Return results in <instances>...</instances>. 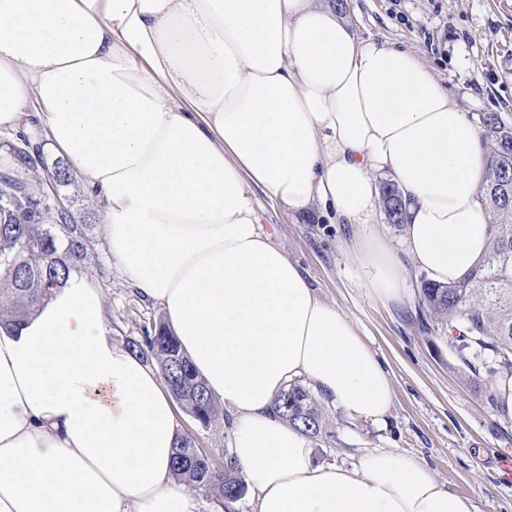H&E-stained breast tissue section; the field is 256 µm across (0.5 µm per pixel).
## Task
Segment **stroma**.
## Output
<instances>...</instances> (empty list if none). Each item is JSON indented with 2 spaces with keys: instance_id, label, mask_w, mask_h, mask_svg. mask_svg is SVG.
<instances>
[{
  "instance_id": "stroma-1",
  "label": "stroma",
  "mask_w": 512,
  "mask_h": 512,
  "mask_svg": "<svg viewBox=\"0 0 512 512\" xmlns=\"http://www.w3.org/2000/svg\"><path fill=\"white\" fill-rule=\"evenodd\" d=\"M359 38L410 49L446 85L474 121L512 120V0H346ZM264 227L305 270L318 296L356 325L382 362L395 398L383 421L349 417L324 406L327 428L312 445L318 462L348 466L375 449H395L425 464L476 512H512V421L502 419L485 390L456 371L440 324L419 303L422 273L406 271L409 300L381 304L358 264L357 224H333L318 212L291 214L264 203ZM90 257L80 271L101 291L112 339H142L162 313L128 286L105 241L101 218L89 219ZM181 434L216 462L231 444L230 423L205 428L178 413Z\"/></svg>"
}]
</instances>
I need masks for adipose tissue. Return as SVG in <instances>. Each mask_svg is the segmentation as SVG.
<instances>
[{"instance_id": "ef3b65f1", "label": "adipose tissue", "mask_w": 512, "mask_h": 512, "mask_svg": "<svg viewBox=\"0 0 512 512\" xmlns=\"http://www.w3.org/2000/svg\"><path fill=\"white\" fill-rule=\"evenodd\" d=\"M103 212L125 280L160 305L209 394L256 512H474L394 449L320 464L274 408L304 378L376 420L386 370L262 227V200L363 227L377 298L405 269L463 278L484 256L479 126L408 50L356 38L334 0H0V129L28 107ZM404 207L394 252L377 172ZM82 273L0 327V512H202L172 475L175 404L112 342Z\"/></svg>"}]
</instances>
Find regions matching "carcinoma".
<instances>
[{
    "label": "carcinoma",
    "instance_id": "cac0c4a2",
    "mask_svg": "<svg viewBox=\"0 0 512 512\" xmlns=\"http://www.w3.org/2000/svg\"><path fill=\"white\" fill-rule=\"evenodd\" d=\"M486 174L481 189L491 212L487 252L461 280L442 286L423 279L420 301L448 327V348L471 384L512 371V124L490 115L483 121ZM382 206L392 224L402 223L398 190L383 184ZM30 199L0 185V324L18 326L64 284L88 256V226L33 224ZM128 350L155 361L165 388L192 417L207 427L224 415L206 384L180 350L164 322L155 323L144 342ZM275 408L302 433L317 437L325 418L314 391L293 382L275 400ZM175 477L191 490L202 489L217 501L233 503L245 486L231 458L224 471H210L209 457L189 436L178 439L171 460Z\"/></svg>",
    "mask_w": 512,
    "mask_h": 512
}]
</instances>
